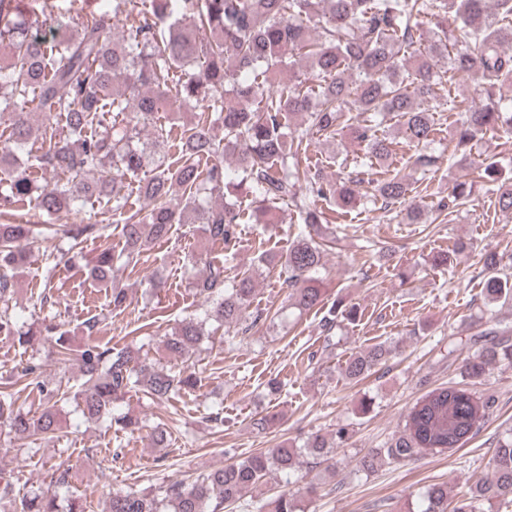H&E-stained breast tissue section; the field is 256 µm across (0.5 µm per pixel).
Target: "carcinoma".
Returning a JSON list of instances; mask_svg holds the SVG:
<instances>
[{
  "instance_id": "cac0c4a2",
  "label": "carcinoma",
  "mask_w": 512,
  "mask_h": 512,
  "mask_svg": "<svg viewBox=\"0 0 512 512\" xmlns=\"http://www.w3.org/2000/svg\"><path fill=\"white\" fill-rule=\"evenodd\" d=\"M28 0H0V214L31 206L41 224H0V336L21 348L51 341L63 373L78 369L74 392L45 379L30 362L11 374L0 393V427L29 438L58 430L63 404L72 402L84 418L112 417L131 434L143 422L114 413L131 392L158 405L197 386L196 373L152 360L142 348H116L93 340L73 348L61 324L26 326L9 309L14 278L32 250L56 236L68 249L104 236L105 225L61 220L87 204L125 213L131 196L139 207L122 225L120 251L102 249L87 264L88 278L110 289L107 305L123 312L126 289L114 285L115 267L132 271L151 244L170 238L176 224H196L207 259L191 282L205 296L207 320L236 326L254 293L258 269L230 274V260L242 224H276L290 209L303 225L288 248L272 253L258 244L257 261L280 266L282 285L299 311L320 310L324 248L336 236L324 225L346 218L361 197L395 204L407 224H443L465 204L471 189L455 183L448 200L430 209L416 201L417 188L398 172L378 174L376 162L396 153L387 122L394 119L415 149L411 165L429 172L442 154L430 151L443 123L437 114L454 112L448 158L479 166L489 181L499 167L479 162L474 141L489 131L512 135V0H112L91 11L75 27L58 20L55 33L40 34L46 21L27 8ZM137 12L138 24L112 38V21ZM437 31L426 46L416 34L425 22ZM458 73H475L483 97L451 95ZM196 108L177 124V133L155 121ZM53 116L49 122L34 113ZM326 141L348 136L363 146L347 177L332 181L310 162L311 135ZM234 168L225 167L226 159ZM51 175L52 180L44 179ZM496 203L512 213V184L497 185ZM243 196L248 204L224 201ZM338 210L323 209L322 203ZM222 256H214V251ZM485 305L512 304V255L484 258ZM480 331L475 356L462 373L467 382L435 388L407 414L403 432L385 448L361 457L371 472L377 461L409 460L423 451L460 448L492 414L494 400L468 388L489 367L512 365V326ZM206 320L183 318L163 341L167 355L185 360L200 344ZM397 346L377 343L349 358L348 380H359L387 362ZM38 396L35 411L15 407L14 393ZM279 415L253 419L261 432L274 429ZM349 430L333 440L314 433L299 447L284 443L243 461L226 463L191 483L173 481L158 490L109 496L107 512H219L233 505L243 512H304L300 496L282 490L259 504L245 493L292 477L306 456L313 464L333 459ZM491 476L470 493L448 501V485H429L420 512H493L512 503V429L498 439L490 459ZM21 512H59L57 495L39 493L21 500Z\"/></svg>"
}]
</instances>
